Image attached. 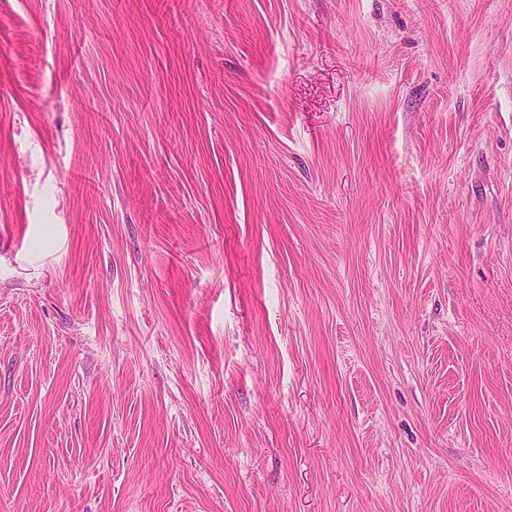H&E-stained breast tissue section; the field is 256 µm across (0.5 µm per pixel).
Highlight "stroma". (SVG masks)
<instances>
[{"label": "stroma", "mask_w": 512, "mask_h": 512, "mask_svg": "<svg viewBox=\"0 0 512 512\" xmlns=\"http://www.w3.org/2000/svg\"><path fill=\"white\" fill-rule=\"evenodd\" d=\"M0 512H512V0H0Z\"/></svg>", "instance_id": "35a3bbf8"}]
</instances>
